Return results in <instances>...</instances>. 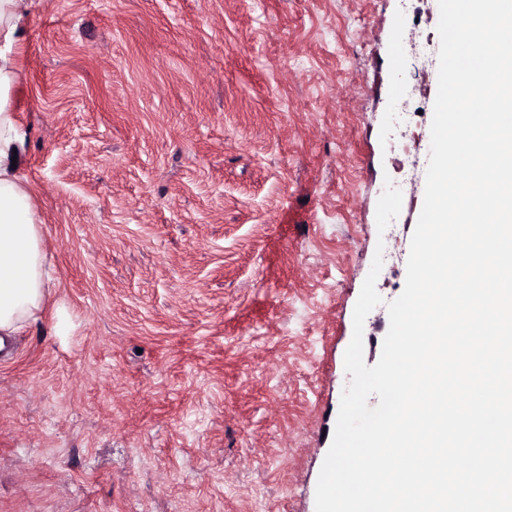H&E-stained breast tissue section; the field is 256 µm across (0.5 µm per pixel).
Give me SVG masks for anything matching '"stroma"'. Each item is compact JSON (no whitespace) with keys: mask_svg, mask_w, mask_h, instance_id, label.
Returning <instances> with one entry per match:
<instances>
[{"mask_svg":"<svg viewBox=\"0 0 512 512\" xmlns=\"http://www.w3.org/2000/svg\"><path fill=\"white\" fill-rule=\"evenodd\" d=\"M438 21L434 0H35L12 104L59 286L0 355V512H315L375 253L366 365L405 285Z\"/></svg>","mask_w":512,"mask_h":512,"instance_id":"1","label":"stroma"}]
</instances>
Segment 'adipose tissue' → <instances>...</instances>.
<instances>
[{
	"label": "adipose tissue",
	"instance_id": "1",
	"mask_svg": "<svg viewBox=\"0 0 512 512\" xmlns=\"http://www.w3.org/2000/svg\"><path fill=\"white\" fill-rule=\"evenodd\" d=\"M31 0H0V334L8 336L42 320L52 288L59 282L43 251L34 197L13 156H24L28 131L10 104Z\"/></svg>",
	"mask_w": 512,
	"mask_h": 512
}]
</instances>
